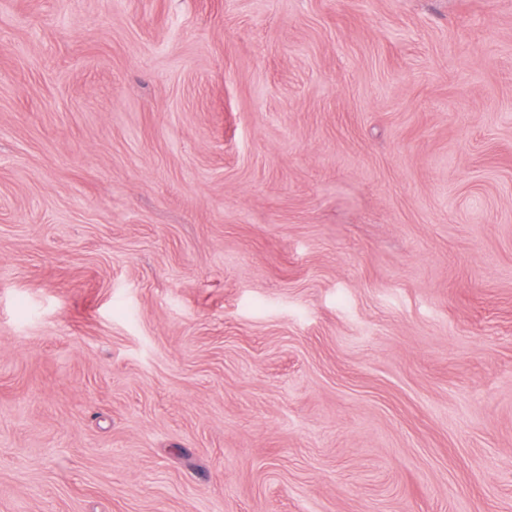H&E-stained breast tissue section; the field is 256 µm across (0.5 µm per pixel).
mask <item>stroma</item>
<instances>
[{"mask_svg": "<svg viewBox=\"0 0 512 512\" xmlns=\"http://www.w3.org/2000/svg\"><path fill=\"white\" fill-rule=\"evenodd\" d=\"M0 512H512V0H0Z\"/></svg>", "mask_w": 512, "mask_h": 512, "instance_id": "obj_1", "label": "stroma"}]
</instances>
